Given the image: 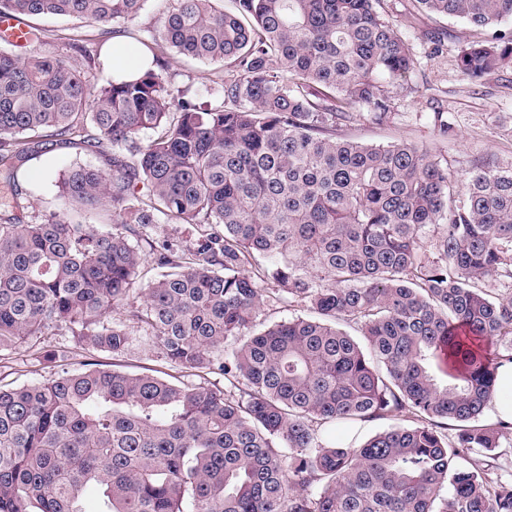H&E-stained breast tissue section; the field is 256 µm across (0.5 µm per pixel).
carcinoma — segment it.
I'll list each match as a JSON object with an SVG mask.
<instances>
[{"mask_svg": "<svg viewBox=\"0 0 512 512\" xmlns=\"http://www.w3.org/2000/svg\"><path fill=\"white\" fill-rule=\"evenodd\" d=\"M144 2L0 0L152 56L94 89L69 58L0 49V181L19 192L58 148L103 155L60 175L58 211L0 213V352L61 327L119 357L137 328L196 378L0 385V512H88L90 488L95 512H512L508 425L477 424L512 364V166L453 177L413 143L337 135L385 119L381 79L413 64L380 0H166L159 25L128 28ZM416 3L492 30L460 50L464 76L512 56V0ZM172 52L228 65L217 100L163 76ZM109 209L104 230L70 218ZM161 224L201 232L175 244ZM148 258L162 273L138 288ZM267 301L314 316L244 334ZM395 412L413 424L353 435Z\"/></svg>", "mask_w": 512, "mask_h": 512, "instance_id": "cac0c4a2", "label": "carcinoma"}]
</instances>
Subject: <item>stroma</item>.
Segmentation results:
<instances>
[{
    "mask_svg": "<svg viewBox=\"0 0 512 512\" xmlns=\"http://www.w3.org/2000/svg\"><path fill=\"white\" fill-rule=\"evenodd\" d=\"M382 16L395 23L412 48L413 65L404 84L386 85L390 112L382 122L366 118L342 126V137L365 144L408 141L446 161L450 174L458 176L486 160L512 164V63L505 64L474 82L456 66V57L480 34L463 20L435 16L416 9L414 0H381ZM35 26L45 30L47 40L31 43L26 55L69 56L66 43L74 36L97 35L96 26L73 20L38 18ZM443 52L432 55L433 41ZM219 66L181 55L173 56L169 68L176 81L208 94ZM442 113L450 132L440 136L434 113ZM95 363L102 368L122 364L125 370L143 372L160 367L155 351L133 341L130 350L115 358L108 352L89 353L66 330L57 335L31 339L0 354V381L28 384L44 381L62 371L80 370Z\"/></svg>",
    "mask_w": 512,
    "mask_h": 512,
    "instance_id": "1",
    "label": "stroma"
}]
</instances>
